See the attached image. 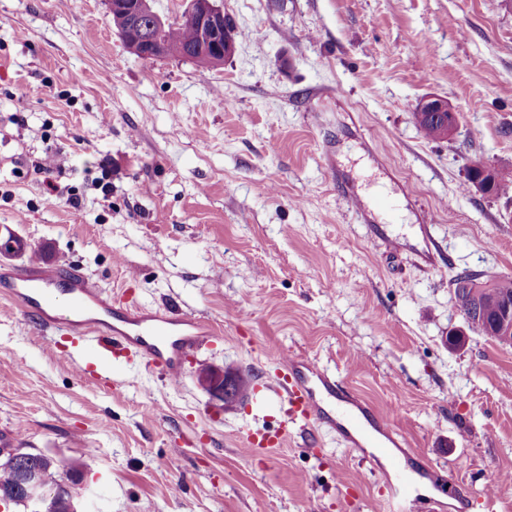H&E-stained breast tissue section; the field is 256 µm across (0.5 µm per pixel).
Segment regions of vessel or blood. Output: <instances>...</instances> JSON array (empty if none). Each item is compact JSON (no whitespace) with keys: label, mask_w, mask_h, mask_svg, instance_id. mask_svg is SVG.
<instances>
[{"label":"vessel or blood","mask_w":512,"mask_h":512,"mask_svg":"<svg viewBox=\"0 0 512 512\" xmlns=\"http://www.w3.org/2000/svg\"><path fill=\"white\" fill-rule=\"evenodd\" d=\"M0 292L40 327L74 342L124 354L170 386L183 380L189 365L215 339L207 321L191 313H161L143 306L115 309L111 296L92 277L57 263L34 260L0 269ZM267 388L285 406L290 425L304 432L321 421L325 403H337L333 430L371 470L394 474L397 512H434L432 501L418 493L414 476L405 471L408 451L398 433L388 427L387 417L347 396L335 375L294 355L279 361ZM365 433L380 436L374 451L361 443ZM287 436V427L274 432L250 429L242 445L252 453L279 446Z\"/></svg>","instance_id":"vessel-or-blood-1"}]
</instances>
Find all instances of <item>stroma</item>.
Segmentation results:
<instances>
[{
	"label": "stroma",
	"mask_w": 512,
	"mask_h": 512,
	"mask_svg": "<svg viewBox=\"0 0 512 512\" xmlns=\"http://www.w3.org/2000/svg\"><path fill=\"white\" fill-rule=\"evenodd\" d=\"M216 3L236 49L205 68L132 54L107 0H0V241L22 245L0 263L202 316V364L247 373L245 398L224 406L194 366L176 388L121 359L84 380L0 298V433L72 465L80 512H390L386 477L327 428L242 450L284 418L275 358L303 354L395 412L467 512H512V488L485 498L512 474V346L448 343L452 276L512 278V199L466 185L476 160L512 170V0ZM429 98L456 108L450 138L421 133ZM288 437V421L280 430L275 432L262 431L260 429H248L242 440L244 449L253 453L261 448H274L280 446Z\"/></svg>",
	"instance_id": "35a3bbf8"
}]
</instances>
